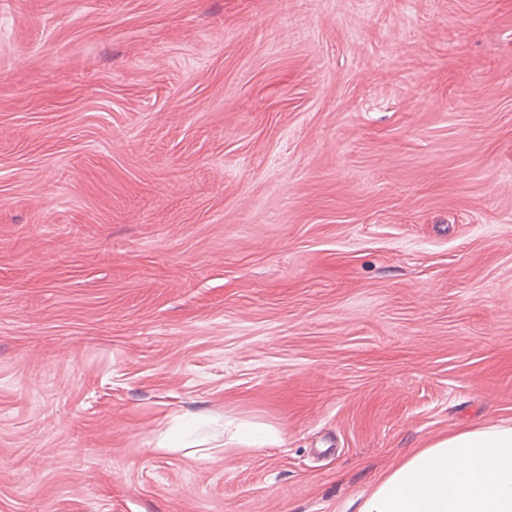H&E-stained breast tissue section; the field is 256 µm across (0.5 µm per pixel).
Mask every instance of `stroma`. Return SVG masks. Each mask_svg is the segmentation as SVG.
I'll use <instances>...</instances> for the list:
<instances>
[{"instance_id":"obj_1","label":"stroma","mask_w":512,"mask_h":512,"mask_svg":"<svg viewBox=\"0 0 512 512\" xmlns=\"http://www.w3.org/2000/svg\"><path fill=\"white\" fill-rule=\"evenodd\" d=\"M496 421L512 0H0V512H357ZM231 440L234 443L246 447L255 448L263 447L265 445L275 444L279 441L277 431L264 425H255L248 427L238 426L231 435Z\"/></svg>"}]
</instances>
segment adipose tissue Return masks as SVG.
Returning <instances> with one entry per match:
<instances>
[{
  "label": "adipose tissue",
  "mask_w": 512,
  "mask_h": 512,
  "mask_svg": "<svg viewBox=\"0 0 512 512\" xmlns=\"http://www.w3.org/2000/svg\"><path fill=\"white\" fill-rule=\"evenodd\" d=\"M359 512H512V423L460 429L412 451Z\"/></svg>",
  "instance_id": "1"
}]
</instances>
